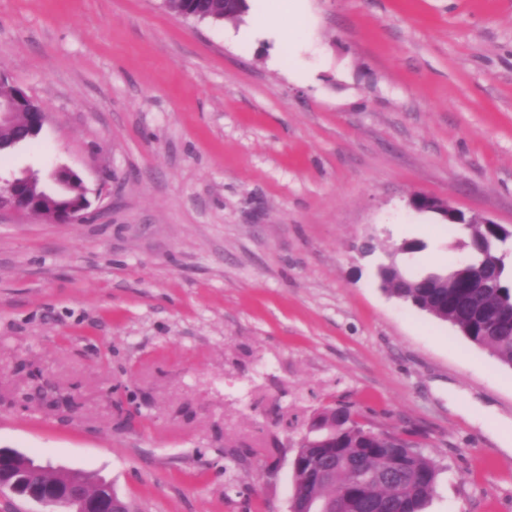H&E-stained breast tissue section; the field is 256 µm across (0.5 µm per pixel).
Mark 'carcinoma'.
I'll return each instance as SVG.
<instances>
[{
	"instance_id": "cac0c4a2",
	"label": "carcinoma",
	"mask_w": 512,
	"mask_h": 512,
	"mask_svg": "<svg viewBox=\"0 0 512 512\" xmlns=\"http://www.w3.org/2000/svg\"><path fill=\"white\" fill-rule=\"evenodd\" d=\"M167 8L181 16L196 12L215 21H236L248 10L247 0H166ZM22 102L12 125L0 129V146L31 139L27 129L29 107L22 90L0 81V98ZM87 200L82 182L73 180L61 195L43 203L45 212L58 210L75 201ZM469 242L466 264L412 276L396 261L401 251L386 254L377 266L379 287L388 294L431 313L458 328L474 345L484 348L512 367V225L466 224ZM479 269L487 271L484 288L468 287L469 277ZM328 436H307L298 443L299 466L293 473L294 495L298 501L319 499L336 512H361L355 497L390 504V512H424L432 497L441 467L399 434L375 430L358 419L345 403L324 408L311 428ZM336 460L329 480L315 479L311 472L327 461Z\"/></svg>"
}]
</instances>
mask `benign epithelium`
I'll return each instance as SVG.
<instances>
[{"mask_svg":"<svg viewBox=\"0 0 512 512\" xmlns=\"http://www.w3.org/2000/svg\"><path fill=\"white\" fill-rule=\"evenodd\" d=\"M410 205L415 210L422 205L448 219L458 214V210L450 207L447 202L430 196L414 195L410 199ZM89 207L90 203L87 202L56 213L51 219L60 224L77 223L84 218ZM35 209V200L17 184L10 183L0 188V212L7 210L31 214ZM40 468L42 465L28 455L0 448V492L8 490L46 507L62 506L66 508V512H126V502L112 488V482L101 481L96 493L89 494L84 488L85 474L73 469L60 470L61 480L55 484L45 485L30 481V472Z\"/></svg>","mask_w":512,"mask_h":512,"instance_id":"7a95c632","label":"benign epithelium"}]
</instances>
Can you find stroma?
Segmentation results:
<instances>
[{"mask_svg": "<svg viewBox=\"0 0 512 512\" xmlns=\"http://www.w3.org/2000/svg\"><path fill=\"white\" fill-rule=\"evenodd\" d=\"M164 0H0V75L48 115L0 185L77 171L90 207L0 215V448L133 512H289L342 400L442 471L425 512H512V367L379 288L386 249L512 225V0H308V45ZM376 246L360 252L363 242Z\"/></svg>", "mask_w": 512, "mask_h": 512, "instance_id": "stroma-1", "label": "stroma"}]
</instances>
